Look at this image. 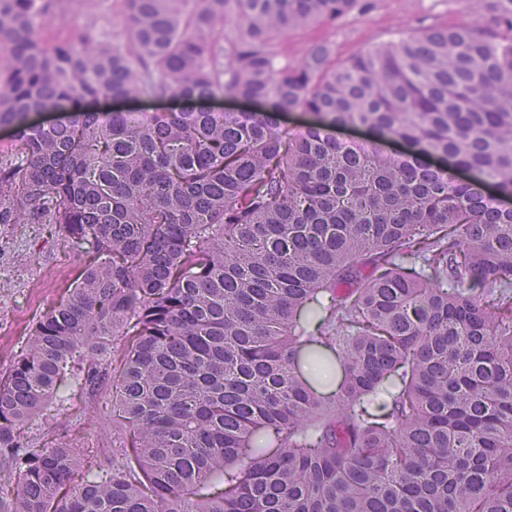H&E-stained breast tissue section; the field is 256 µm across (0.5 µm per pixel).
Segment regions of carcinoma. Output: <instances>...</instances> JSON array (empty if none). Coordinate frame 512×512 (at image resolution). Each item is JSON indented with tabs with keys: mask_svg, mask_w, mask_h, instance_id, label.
<instances>
[{
	"mask_svg": "<svg viewBox=\"0 0 512 512\" xmlns=\"http://www.w3.org/2000/svg\"><path fill=\"white\" fill-rule=\"evenodd\" d=\"M95 2L0 0V224L90 244L0 375V512H512V0L339 63L282 39L368 0L46 25ZM324 354L331 396L299 367ZM75 382L112 384L121 461L24 438Z\"/></svg>",
	"mask_w": 512,
	"mask_h": 512,
	"instance_id": "carcinoma-1",
	"label": "carcinoma"
}]
</instances>
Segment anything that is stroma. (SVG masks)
Here are the masks:
<instances>
[{"label":"stroma","instance_id":"obj_1","mask_svg":"<svg viewBox=\"0 0 512 512\" xmlns=\"http://www.w3.org/2000/svg\"><path fill=\"white\" fill-rule=\"evenodd\" d=\"M467 0H373L370 8L353 10L336 26L315 25L288 34L282 50L296 59L311 46L326 42L337 60L394 39L420 24H451L466 17ZM74 244L49 233L42 224H0V373L30 335L33 324L79 276ZM108 389L76 390L67 412L28 424L25 434L43 441L47 431L104 449L121 434V426L105 413Z\"/></svg>","mask_w":512,"mask_h":512}]
</instances>
